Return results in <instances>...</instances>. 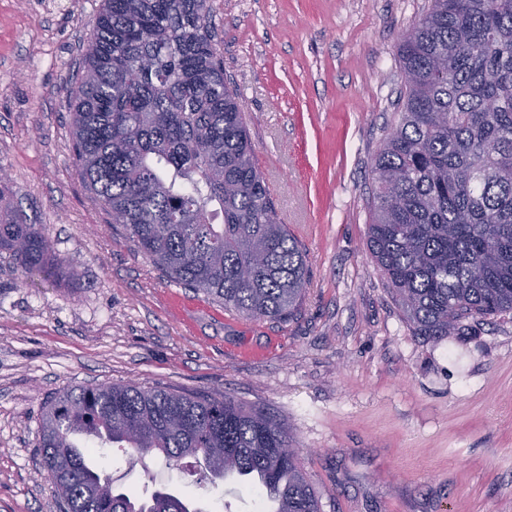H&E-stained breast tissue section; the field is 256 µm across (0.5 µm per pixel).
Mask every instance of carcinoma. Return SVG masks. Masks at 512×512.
I'll return each mask as SVG.
<instances>
[{"instance_id":"obj_1","label":"carcinoma","mask_w":512,"mask_h":512,"mask_svg":"<svg viewBox=\"0 0 512 512\" xmlns=\"http://www.w3.org/2000/svg\"><path fill=\"white\" fill-rule=\"evenodd\" d=\"M211 0H104L72 106L76 171L170 280L251 321L285 322L307 258L278 222L244 105L224 79ZM398 120L373 163L367 247L412 335L438 344L512 319V0H430L397 47ZM0 251L22 271L59 258L6 197ZM41 465L59 512H203L164 489L138 496L91 466L92 445L170 467L236 474L262 512H320L301 448L275 415L138 383L69 390L44 409Z\"/></svg>"}]
</instances>
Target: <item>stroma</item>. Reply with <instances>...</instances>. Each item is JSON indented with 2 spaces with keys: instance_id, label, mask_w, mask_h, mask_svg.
Here are the masks:
<instances>
[{
  "instance_id": "stroma-1",
  "label": "stroma",
  "mask_w": 512,
  "mask_h": 512,
  "mask_svg": "<svg viewBox=\"0 0 512 512\" xmlns=\"http://www.w3.org/2000/svg\"><path fill=\"white\" fill-rule=\"evenodd\" d=\"M0 0V172L71 277L0 254V512H58L41 468L44 407L135 382L230 395L282 419L321 512H512V322L412 336L366 246L372 164L398 110L396 47L426 0H213L278 215L306 250L292 321H250L168 279L77 175L68 88L102 0ZM115 486L258 512L241 484L199 483L98 449Z\"/></svg>"
}]
</instances>
